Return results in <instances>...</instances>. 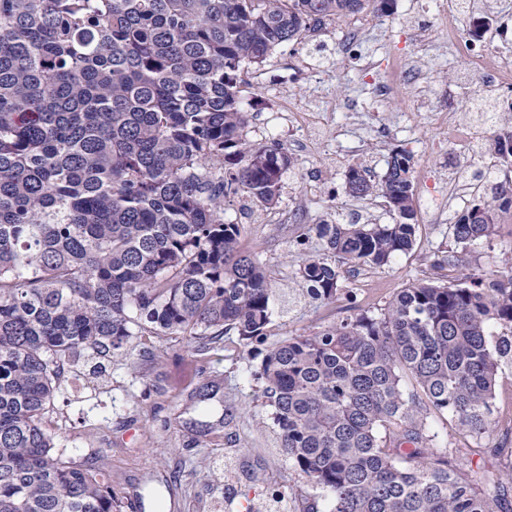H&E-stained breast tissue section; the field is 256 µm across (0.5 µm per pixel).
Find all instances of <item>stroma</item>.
<instances>
[{"label": "stroma", "mask_w": 512, "mask_h": 512, "mask_svg": "<svg viewBox=\"0 0 512 512\" xmlns=\"http://www.w3.org/2000/svg\"><path fill=\"white\" fill-rule=\"evenodd\" d=\"M414 2L409 13L394 0L383 15L368 8L340 22L323 21L239 75L249 139L279 144L296 159L282 176L276 205L243 192L226 205L227 219L240 226L242 249L257 255L275 290L264 344L248 345L233 331L208 345L143 332L129 338L126 354L98 360L99 374L85 363L62 377L46 429L64 457L101 471L122 512H275L270 487L311 491L305 475L281 456L273 409L261 396L256 372L267 350L347 315L374 311L416 279L458 283L512 272L510 209L493 236L464 247L458 267H433L434 254L454 240L446 222L419 215L412 250L380 268L341 266L347 293L335 302L313 299L295 276L303 257L324 251L312 225L359 217L392 223L383 199L345 192L350 167L380 180L393 150L401 149L411 155L413 170H428L440 183L471 176L489 161L444 141L413 93L388 102L375 97L378 81L395 78L396 59L419 68L435 105L449 102V87L466 83V95L454 102L459 122H471L470 102L485 93L481 84L465 82L464 60L449 56L448 37L435 25L429 0ZM355 25L363 29L361 39L344 47ZM427 25L433 28L430 48L413 37ZM370 58L376 66L368 71ZM292 108L317 113L324 137L291 124Z\"/></svg>", "instance_id": "obj_1"}]
</instances>
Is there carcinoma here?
<instances>
[{
  "label": "carcinoma",
  "mask_w": 512,
  "mask_h": 512,
  "mask_svg": "<svg viewBox=\"0 0 512 512\" xmlns=\"http://www.w3.org/2000/svg\"><path fill=\"white\" fill-rule=\"evenodd\" d=\"M389 0H0V512H114L91 465L55 453L42 426L64 366L110 357L133 335L264 342L274 296L240 248L224 199L278 202L294 158L248 138L239 74L310 22ZM485 140L512 169V125ZM409 155L385 175L348 169V195L385 199L392 224L315 225L332 257L302 259L315 299L340 264L381 267L415 240ZM492 201L451 225L489 238L512 182L481 172ZM512 374V275L464 285L414 280L359 313L264 355L288 465L328 512H512L508 486L460 449L434 448L422 412L464 438L498 427ZM494 406L501 423L512 417V379L510 375L505 376L503 380L499 379L495 390Z\"/></svg>",
  "instance_id": "obj_1"
}]
</instances>
